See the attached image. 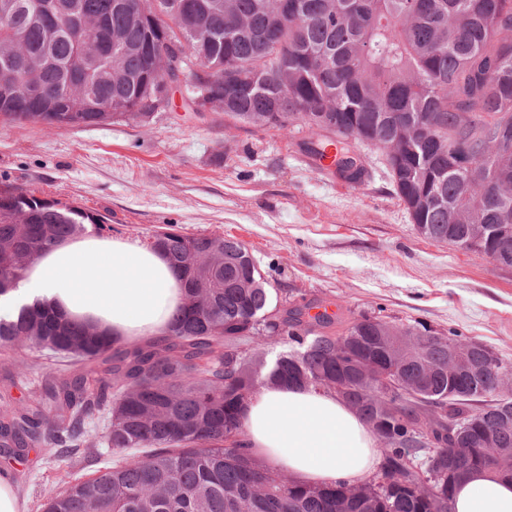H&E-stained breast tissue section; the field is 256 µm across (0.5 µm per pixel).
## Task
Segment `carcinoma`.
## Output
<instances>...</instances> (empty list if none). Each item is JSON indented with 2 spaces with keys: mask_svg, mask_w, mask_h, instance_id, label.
I'll return each instance as SVG.
<instances>
[{
  "mask_svg": "<svg viewBox=\"0 0 512 512\" xmlns=\"http://www.w3.org/2000/svg\"><path fill=\"white\" fill-rule=\"evenodd\" d=\"M0 0V120L56 129L99 126L100 107L115 98L155 110L139 90L143 54L156 46L150 28L121 0ZM207 36L190 35L183 53L214 78L248 83L224 103V116L256 127L295 125L348 147L409 149L386 157L394 191L422 238L470 251L480 231L512 225V0H288V22L272 53L268 0H191ZM238 25L224 33V9ZM118 33L122 44L112 43ZM84 73V97L57 108L52 93ZM350 156L336 157L339 178L360 184ZM82 210L47 207L22 192L0 193V281L14 286L27 257L81 234ZM151 247L186 288L172 334L147 346L108 336L38 308L0 319V349L21 345L63 358L73 372L48 375L39 390L0 414V450L11 456L33 443L48 460L92 463L107 447L126 462L47 497L42 512H448L455 485L474 470L503 477L495 457L512 451V396L493 392L494 371L512 370L479 343V373L448 375V344L424 323L399 326L379 316L310 314L315 301L283 307L247 247L220 232L160 231ZM416 336L390 351L386 337ZM284 347L268 357L264 346ZM240 355L224 371L227 350ZM368 360L400 364L414 400L384 396L355 378L333 384L347 366ZM336 393L366 422L381 421L389 439L360 498L338 483L311 487L249 456L243 407L269 382ZM464 424L473 449L448 472L444 421ZM437 476L420 490L417 472Z\"/></svg>",
  "mask_w": 512,
  "mask_h": 512,
  "instance_id": "1",
  "label": "carcinoma"
}]
</instances>
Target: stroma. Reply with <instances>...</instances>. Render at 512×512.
I'll return each instance as SVG.
<instances>
[{"instance_id":"35a3bbf8","label":"stroma","mask_w":512,"mask_h":512,"mask_svg":"<svg viewBox=\"0 0 512 512\" xmlns=\"http://www.w3.org/2000/svg\"><path fill=\"white\" fill-rule=\"evenodd\" d=\"M317 136L243 125L194 111L184 86L167 111L141 122L57 130L0 124V188L80 208L110 236L148 244L171 228L241 241L281 298L329 311H376L398 324L456 330L512 360V269L419 236L397 198L381 149L353 144L369 170L339 179L308 151ZM58 359L0 349V396L21 401ZM9 467L29 512L85 474L35 446Z\"/></svg>"}]
</instances>
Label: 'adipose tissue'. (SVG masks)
<instances>
[{
	"label": "adipose tissue",
	"mask_w": 512,
	"mask_h": 512,
	"mask_svg": "<svg viewBox=\"0 0 512 512\" xmlns=\"http://www.w3.org/2000/svg\"><path fill=\"white\" fill-rule=\"evenodd\" d=\"M185 290L166 257L151 248L89 232L58 243L0 295V318L26 306L52 310L123 342L171 331ZM244 439L257 462L319 486L360 484L377 461L370 426L334 393L273 382L247 405ZM452 512H512V482L488 472L460 481Z\"/></svg>",
	"instance_id": "adipose-tissue-1"
}]
</instances>
